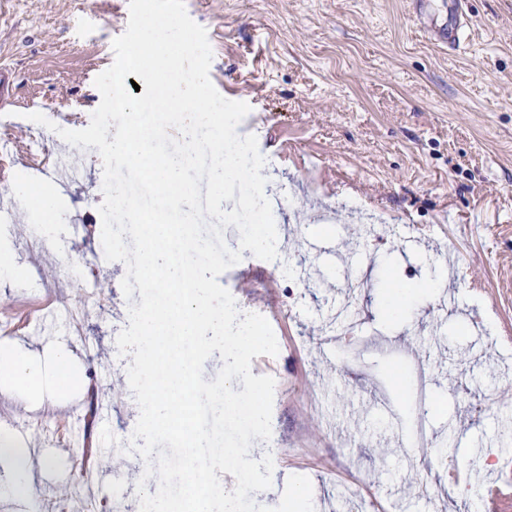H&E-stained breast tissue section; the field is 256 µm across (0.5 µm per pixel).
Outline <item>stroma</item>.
Segmentation results:
<instances>
[{
    "mask_svg": "<svg viewBox=\"0 0 512 512\" xmlns=\"http://www.w3.org/2000/svg\"><path fill=\"white\" fill-rule=\"evenodd\" d=\"M462 2L474 23L450 49L418 29L412 0H185L207 32L213 85L251 108L237 133L257 138L281 233L280 260L243 251L255 269L249 291L236 268L218 278L240 312L272 320L279 347L251 365L275 380L271 438L249 451L273 457L270 488L252 495L259 505L277 506L288 478L303 475L315 512H486L483 487L512 478V456L494 451L512 420V0ZM4 4L14 22L0 24V46L18 110L0 118V154L39 156L18 160L11 183L26 189L60 159L78 161L84 179L48 188L60 201L54 248L29 249L32 212L15 211L0 228L14 257L0 309L79 306L92 293L112 306L85 316L92 351L61 322L47 341L0 333V344L19 343L38 365L24 398L0 396V429L70 419L93 387L111 407L112 433L128 438L140 410L116 337L141 297L125 298L126 266L104 256L103 166L96 148L71 146L28 115L64 112L62 128L89 125L101 102L94 79L114 62L129 0ZM442 264L446 279L410 317L383 314L386 286L418 285ZM351 321L366 349L347 339ZM62 348L74 355L64 376L53 364ZM404 360L425 367L435 403L423 458L411 449V388L396 377ZM28 446L39 497H61L80 454L45 449L34 434ZM440 448L469 475L458 494L448 492ZM124 460L121 484L99 486L104 512H124L123 489L140 479L141 456ZM423 469L435 492L411 497Z\"/></svg>",
    "mask_w": 512,
    "mask_h": 512,
    "instance_id": "35a3bbf8",
    "label": "stroma"
}]
</instances>
